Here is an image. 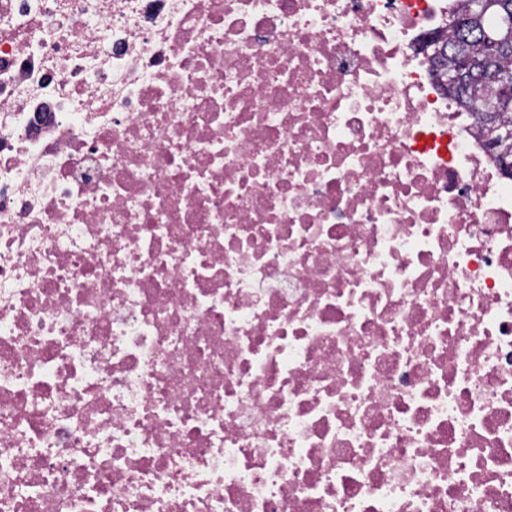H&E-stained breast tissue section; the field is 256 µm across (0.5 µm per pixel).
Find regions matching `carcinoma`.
<instances>
[{
	"label": "carcinoma",
	"mask_w": 512,
	"mask_h": 512,
	"mask_svg": "<svg viewBox=\"0 0 512 512\" xmlns=\"http://www.w3.org/2000/svg\"><path fill=\"white\" fill-rule=\"evenodd\" d=\"M468 7L469 0H463L462 6L451 14L448 24L451 36L443 44L442 51L433 55V60L440 71L461 62L467 63L465 80L448 86V91L477 114L484 100L474 96L472 89L481 86L485 95L493 96L497 92L499 77L505 73L512 74V48L503 51L488 42L490 38H501L506 34L503 22L512 19V0H493V5L483 16L456 26L453 19L467 14Z\"/></svg>",
	"instance_id": "carcinoma-1"
}]
</instances>
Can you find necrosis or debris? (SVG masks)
Masks as SVG:
<instances>
[{"instance_id": "4bbe7bcc", "label": "necrosis or debris", "mask_w": 512, "mask_h": 512, "mask_svg": "<svg viewBox=\"0 0 512 512\" xmlns=\"http://www.w3.org/2000/svg\"><path fill=\"white\" fill-rule=\"evenodd\" d=\"M458 5L0 0V512H512Z\"/></svg>"}]
</instances>
